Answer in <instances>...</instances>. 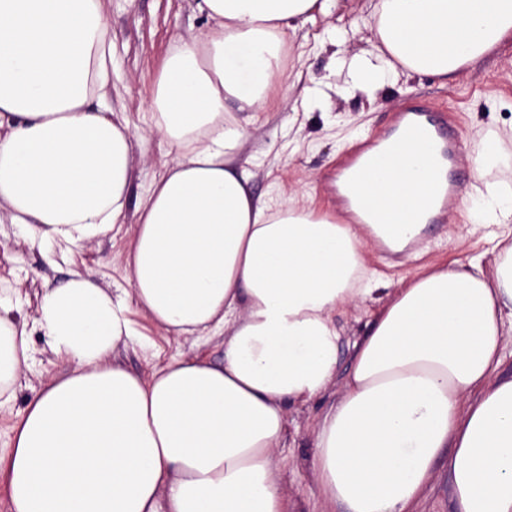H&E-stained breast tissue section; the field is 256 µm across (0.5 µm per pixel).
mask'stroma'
<instances>
[{
    "mask_svg": "<svg viewBox=\"0 0 512 512\" xmlns=\"http://www.w3.org/2000/svg\"><path fill=\"white\" fill-rule=\"evenodd\" d=\"M362 0H346L341 9L316 16L297 32L284 53L283 85L290 91L272 110L262 113L236 155L238 167L252 173L254 195L265 198L288 192L301 196L302 204L316 213L335 218L336 198L331 190L338 163L360 142H368L389 124L403 107L424 104L432 110L450 112L458 130L463 202L445 224L425 225L415 250L396 257L385 255L375 241L365 240V264L381 278V288L396 289L435 268H458L468 257L489 247L487 230L472 186V161L485 140H497V161L485 171V179L512 188V40L461 68L453 78L442 80L428 74L403 76L381 88L374 97L342 96L328 88L325 108L309 110L303 105V90L311 79L348 63L367 47L368 33L361 25ZM109 37L112 41V73L109 103L117 116L140 124L154 85L171 49L181 37L212 27V20L196 7V0H109ZM338 29L340 46L323 45L327 28ZM168 145L161 135H147L131 158V182L126 211L114 229L91 245L64 251L51 243L29 244L24 230L15 224H0V289L9 291L13 320L26 325L35 362L27 380L17 383L7 409L0 411V454H7L12 428L26 407L30 385L42 378L66 374L69 363L55 357L35 325L38 295L44 282L59 284L71 273H91L113 296L130 291L128 273L117 256L130 241L137 220L140 197L159 176L168 159ZM377 306L368 300L356 307L337 309L336 326L342 336L336 379L329 390L309 405L288 413V441L272 457L282 475L285 494L294 512H344L343 506L326 508L319 496L318 480L310 466L314 448L313 428L318 415L338 399L352 362V344L364 335ZM137 329L147 335V347L131 344L119 348L116 362L145 376L152 368L175 357H202L211 363L223 358L220 339L192 343L167 336L140 312L131 315ZM421 512H456L448 479V460L440 458L425 489Z\"/></svg>",
    "mask_w": 512,
    "mask_h": 512,
    "instance_id": "35a3bbf8",
    "label": "stroma"
}]
</instances>
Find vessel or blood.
Masks as SVG:
<instances>
[{"label":"vessel or blood","mask_w":512,"mask_h":512,"mask_svg":"<svg viewBox=\"0 0 512 512\" xmlns=\"http://www.w3.org/2000/svg\"><path fill=\"white\" fill-rule=\"evenodd\" d=\"M428 153L422 203L412 221L416 224H443L459 203L460 183L451 168L460 154L453 121L448 114L430 115L424 108H408L395 113L388 136L376 140L374 148L359 147L341 163L336 174L335 191L342 206L356 213L362 224L392 226L391 218L379 206L363 205L357 185L366 174L395 156Z\"/></svg>","instance_id":"vessel-or-blood-1"}]
</instances>
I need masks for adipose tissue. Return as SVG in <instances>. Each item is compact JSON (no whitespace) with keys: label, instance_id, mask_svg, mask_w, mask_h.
<instances>
[{"label":"adipose tissue","instance_id":"ef3b65f1","mask_svg":"<svg viewBox=\"0 0 512 512\" xmlns=\"http://www.w3.org/2000/svg\"><path fill=\"white\" fill-rule=\"evenodd\" d=\"M327 2L198 0L215 25L180 39L134 129L105 99L106 0H0V220L84 246L123 215L146 133L171 154L122 256L129 299L79 272L39 296L35 322L71 369L32 389L14 426L12 512H288L272 464L288 410L335 379L333 315L375 278L353 225L291 196L255 200L232 164L290 35ZM368 28L374 49L350 69L370 97L398 72L445 78L512 38V0H373ZM427 166L392 159L365 202L410 223L422 199L410 174ZM483 195L494 266L434 269L388 294L317 423L319 494L346 512H417L443 453L456 512H512V379L494 376L512 338V192ZM133 306L172 338L222 337V363L128 372L113 353L136 340ZM12 309L0 300V407L32 361Z\"/></svg>","mask_w":512,"mask_h":512}]
</instances>
